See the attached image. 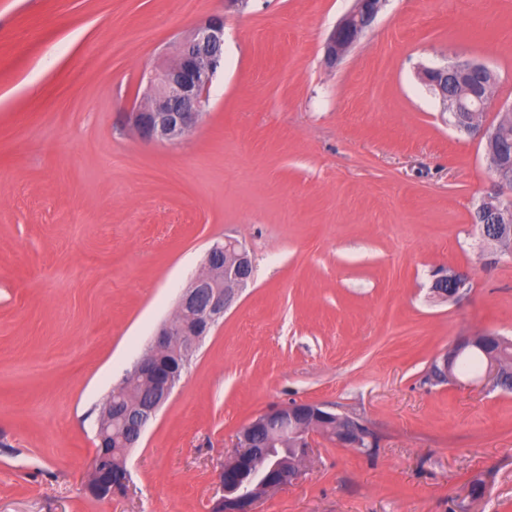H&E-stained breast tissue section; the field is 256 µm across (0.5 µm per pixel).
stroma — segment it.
I'll return each instance as SVG.
<instances>
[{
    "label": "stroma",
    "mask_w": 512,
    "mask_h": 512,
    "mask_svg": "<svg viewBox=\"0 0 512 512\" xmlns=\"http://www.w3.org/2000/svg\"><path fill=\"white\" fill-rule=\"evenodd\" d=\"M352 0H0V512H215L255 416L296 401L353 417L254 512H512V392L433 383L451 346L512 340V247L475 221L495 189L421 67L479 59L512 103V0H387L343 62ZM224 63L199 127L148 141L125 116L204 20ZM253 280L128 458L86 495L97 420L224 237ZM457 298L435 300L438 271ZM464 285L465 279L461 275L444 274L434 280L431 293L435 299L445 302L457 296Z\"/></svg>",
    "instance_id": "35a3bbf8"
}]
</instances>
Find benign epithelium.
Instances as JSON below:
<instances>
[{"label": "benign epithelium", "instance_id": "benign-epithelium-1", "mask_svg": "<svg viewBox=\"0 0 512 512\" xmlns=\"http://www.w3.org/2000/svg\"><path fill=\"white\" fill-rule=\"evenodd\" d=\"M386 0H354L352 9L337 23L324 47V59L330 66L339 64L371 26ZM224 62V18L214 17L199 25L180 40L171 56L147 75L150 94L134 104L127 113L131 130L149 141L178 143L197 126L208 100L209 88ZM493 77L492 69L478 60H461L425 67L421 78L438 97L444 110L450 112L453 125L470 135L486 138V155L493 175L502 186L512 189V159L508 147L498 139V130L483 122L490 97L478 85L470 89L472 98L458 95L448 98V89L470 82L469 76ZM477 214L485 237L500 241L512 237V206L499 196L484 197ZM253 267L245 245L237 239L214 244L207 252L202 272L194 277L179 296L176 318L166 322L153 336L149 346L128 372L130 380L144 390L141 403L132 406L120 398L124 383L113 386V396L106 402L109 421L123 426V447L133 448L147 425L156 417L181 379L190 356L210 331L224 319L239 292L252 278ZM459 274L437 277L431 293L445 302L464 288ZM503 338L491 333L472 336L451 348L431 366L433 380L442 382L453 375L459 359L472 348L483 352L487 363L484 379L502 383L512 370L505 367L500 347ZM324 425L336 430L334 440L345 448L368 451L373 440L368 428L350 417L339 416L315 403H291L263 413L240 432L242 451L221 464L218 481L223 495L217 509L221 512H253L256 500L265 492L290 480L298 463L283 465L260 459L253 448V436L274 428L293 439L300 448L299 459L309 456L314 447L313 434ZM99 445L91 462V481L86 486L90 496L108 500L125 493L128 483L126 468L101 467L104 450L112 447V432L97 428ZM249 469L257 480V488L239 486L241 470Z\"/></svg>", "mask_w": 512, "mask_h": 512}]
</instances>
